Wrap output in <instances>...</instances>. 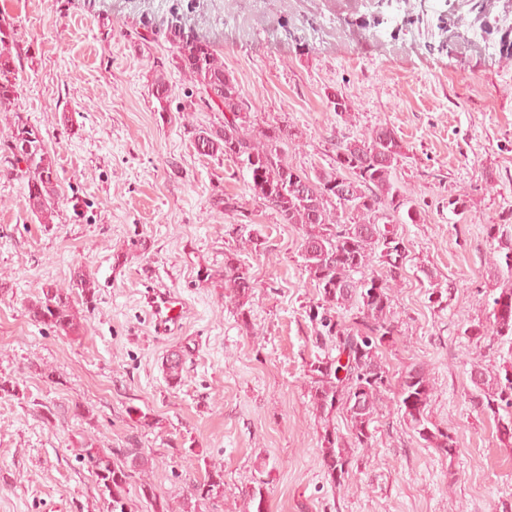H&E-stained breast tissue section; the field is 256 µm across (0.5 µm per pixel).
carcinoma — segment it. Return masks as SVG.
Here are the masks:
<instances>
[{
	"label": "carcinoma",
	"instance_id": "1",
	"mask_svg": "<svg viewBox=\"0 0 512 512\" xmlns=\"http://www.w3.org/2000/svg\"><path fill=\"white\" fill-rule=\"evenodd\" d=\"M484 39L499 35L498 52L512 59V27L504 30L499 21L485 17L480 27ZM164 39L170 56L156 61L151 94L165 106L171 89L166 70L173 67L188 74L193 89L186 93L181 110L205 107L224 113L217 126L195 128L192 138L203 155L233 161L246 173L252 198L271 210L281 224H296L302 231V258L310 284L318 292V302L309 317L322 327L319 335L337 351L316 358L310 364L311 405L321 425V464L331 485L349 487L354 457L351 450L372 448L375 422L387 401L390 371L382 360V350L398 335L393 318L391 290L403 276L399 263L407 253V241L398 224L418 223L421 212L409 203L394 176L404 147L396 132L379 125L360 138H336L328 166L310 172L299 170L286 158L284 146L300 140L301 132L286 124L259 123L236 79L224 69L211 42L171 21L166 31L146 28L137 34L141 45ZM14 29L0 23V109L15 100L22 74ZM4 161L15 167L21 163L24 188L31 214L40 224H51L57 214L60 195L55 160L45 148L39 128L16 114L9 132L0 141ZM216 205L237 217L228 234L240 237L244 245H256L259 238L248 231L250 214L245 196L222 193ZM512 210L502 213L500 223L487 227L488 238L498 243L490 265L505 282L490 293L489 324L481 322L465 328L463 335L474 344L469 378L473 385L471 405L480 413L498 417L512 410ZM224 288L235 305L244 327H249L250 299L256 288L249 268L236 252L224 253ZM81 291L90 305L97 297V285L84 271L75 269L72 287L54 283L41 286L36 299L26 306L30 321L44 325L59 336L79 337L83 326L74 308L72 289ZM507 350L509 359L491 368L485 352ZM434 385L421 362H413L401 373L393 397L395 410L426 447L440 456L454 458L458 448L448 429L433 420L430 407ZM341 414L347 435L336 430L334 420ZM106 449L91 442L82 444L78 459L95 478L101 495L110 499L112 509L125 512L127 490L138 485V496L151 512H201L202 506L224 497V470L212 467L202 479L190 485L179 509L144 479L150 453L134 446L127 449L133 464L128 474L119 465L102 459ZM268 481L256 480L246 491L252 512H265Z\"/></svg>",
	"mask_w": 512,
	"mask_h": 512
}]
</instances>
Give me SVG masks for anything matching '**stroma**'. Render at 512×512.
Listing matches in <instances>:
<instances>
[{
	"mask_svg": "<svg viewBox=\"0 0 512 512\" xmlns=\"http://www.w3.org/2000/svg\"><path fill=\"white\" fill-rule=\"evenodd\" d=\"M379 0H0L22 53L12 111L40 128L56 158L58 215L38 224L16 174L0 172V512H109L77 455L82 442L151 449L147 476L177 502L206 467L224 471V496L205 512H245L244 493L268 476L265 512H502L512 503V443L468 393L473 350L463 331L486 320L497 283L485 227L512 209V60L472 44L482 18L470 0H396L391 21L360 27ZM179 13L209 38L261 119L302 131L288 160L328 164L335 135L355 139L393 127L405 156L398 185L423 210L399 225L409 259L392 290L400 334L382 353L392 376L423 362L434 382L433 418L456 439L449 460L384 407L350 487L335 490L318 448L308 366L325 351L309 308L318 300L303 270L301 232L260 202L248 209L260 242L239 249L232 215L213 206L244 193L232 161L202 155L191 128L216 111L175 108L192 87L168 75L173 105L151 94L164 45L131 34L166 28ZM350 108L338 116L330 103ZM465 217L452 212L457 197ZM83 202L73 211L71 198ZM238 250L258 288L243 329L225 296L224 254ZM85 264L99 288L80 308L78 340L24 312L43 283L68 287ZM189 304L182 329L159 336L143 308L145 267ZM209 269L212 280L199 278ZM452 287L448 306L433 286ZM179 355L182 383L165 361ZM160 419L141 427L135 410Z\"/></svg>",
	"mask_w": 512,
	"mask_h": 512,
	"instance_id": "35a3bbf8",
	"label": "stroma"
}]
</instances>
